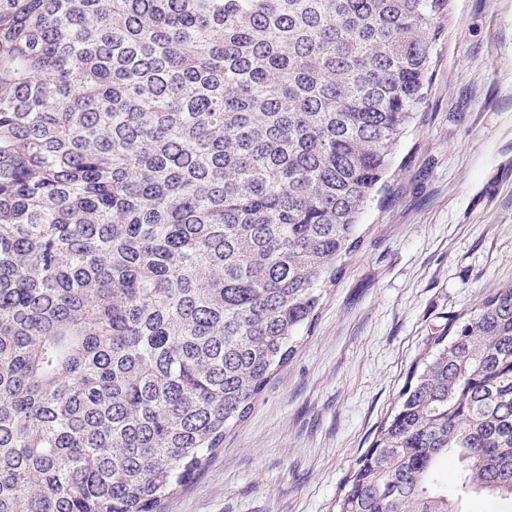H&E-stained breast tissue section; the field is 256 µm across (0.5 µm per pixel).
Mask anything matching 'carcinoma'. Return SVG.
Here are the masks:
<instances>
[{
  "instance_id": "obj_1",
  "label": "carcinoma",
  "mask_w": 512,
  "mask_h": 512,
  "mask_svg": "<svg viewBox=\"0 0 512 512\" xmlns=\"http://www.w3.org/2000/svg\"><path fill=\"white\" fill-rule=\"evenodd\" d=\"M449 6L0 0V512L194 482L359 248ZM346 486L512 512V283L428 338Z\"/></svg>"
}]
</instances>
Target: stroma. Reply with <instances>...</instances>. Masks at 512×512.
Listing matches in <instances>:
<instances>
[{"label": "stroma", "mask_w": 512, "mask_h": 512, "mask_svg": "<svg viewBox=\"0 0 512 512\" xmlns=\"http://www.w3.org/2000/svg\"><path fill=\"white\" fill-rule=\"evenodd\" d=\"M424 110L295 354L164 512H336L428 336L512 281V0H451Z\"/></svg>", "instance_id": "35a3bbf8"}]
</instances>
